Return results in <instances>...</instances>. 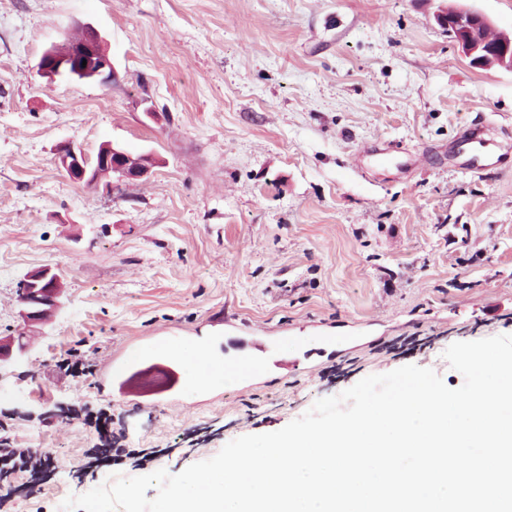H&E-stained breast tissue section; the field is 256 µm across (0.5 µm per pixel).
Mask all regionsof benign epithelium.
I'll list each match as a JSON object with an SVG mask.
<instances>
[{
  "mask_svg": "<svg viewBox=\"0 0 512 512\" xmlns=\"http://www.w3.org/2000/svg\"><path fill=\"white\" fill-rule=\"evenodd\" d=\"M437 22L448 28L462 51L470 58L473 66L484 68L493 63L506 64L512 59V45L501 43L488 48L473 43L478 27L484 22L482 15L473 10H459L442 13ZM88 36L78 47L79 52L91 60L89 67H71L67 62L71 46L59 50L51 47L43 52L37 70L41 77L50 81L76 78L78 81L98 82L109 85L116 81L118 73L112 59L102 50L104 39L94 28H87ZM57 160L63 171L73 180L88 187L111 186V180L142 181L149 177L154 167L153 158L148 155L133 156L122 147L105 144L100 147L93 162H88L83 153L71 145H64L57 152ZM61 286L57 273L44 267L28 273L20 285L19 301L22 318L30 326L42 324L47 317L61 306ZM27 344L22 337H0V372L22 361Z\"/></svg>",
  "mask_w": 512,
  "mask_h": 512,
  "instance_id": "benign-epithelium-1",
  "label": "benign epithelium"
}]
</instances>
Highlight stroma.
<instances>
[{
    "mask_svg": "<svg viewBox=\"0 0 512 512\" xmlns=\"http://www.w3.org/2000/svg\"><path fill=\"white\" fill-rule=\"evenodd\" d=\"M451 7L512 31V0H0V336L33 342L0 376V442L44 454L34 477L0 463V512L180 473L404 365L460 387L448 346L512 335V171L487 167L512 71L471 65L435 20ZM88 24L118 81L42 78ZM66 142L156 164L102 192L61 172ZM45 266L63 307L29 329L19 284ZM228 321L269 337L249 380L148 404L103 378L155 362L156 336L224 363Z\"/></svg>",
    "mask_w": 512,
    "mask_h": 512,
    "instance_id": "1",
    "label": "stroma"
}]
</instances>
